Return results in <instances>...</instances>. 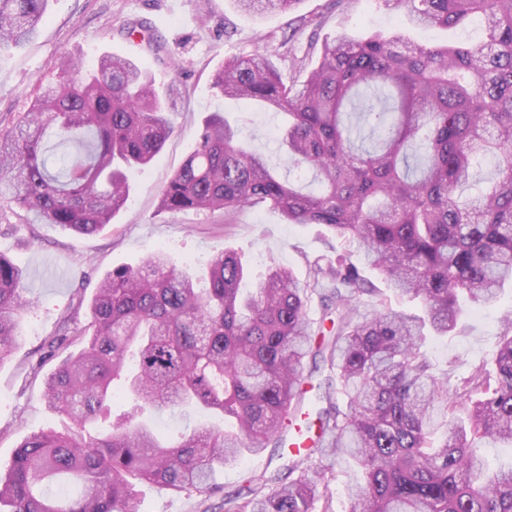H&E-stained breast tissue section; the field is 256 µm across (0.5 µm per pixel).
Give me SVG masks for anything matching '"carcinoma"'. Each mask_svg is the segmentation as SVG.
Instances as JSON below:
<instances>
[{
	"label": "carcinoma",
	"mask_w": 512,
	"mask_h": 512,
	"mask_svg": "<svg viewBox=\"0 0 512 512\" xmlns=\"http://www.w3.org/2000/svg\"><path fill=\"white\" fill-rule=\"evenodd\" d=\"M245 11L291 12L303 0H235ZM411 25L480 26L476 45L403 46L396 34H340L291 57L288 80L271 51L224 62L217 96L283 114L279 151L306 191L281 178L272 158L239 140L220 110L198 147L159 194L161 211L224 213L265 206L288 224H322L355 243L394 291L424 316L392 309L345 256L309 263L306 280L273 265L245 294L232 250L200 280L158 249L112 270L83 322L73 311L60 342L76 343L48 377L43 399L64 430L27 437L0 475L6 512H137L134 484L204 492L219 468L281 448L302 429L314 446L262 479L224 494V512H330L306 474L313 455L342 453L360 469L349 512H512V462L488 467V444L512 447V318L504 320L492 368L434 374L420 352L424 328L454 331L463 313L497 301L512 283V0H385ZM48 0H0V47L33 39ZM171 82L158 95L146 68L103 54L91 68L70 58L55 84L0 131V197L39 224L92 235L127 203L126 170L151 162L178 111ZM76 146L59 159L47 143ZM494 163L482 182L479 167ZM26 270L0 253V362L22 340L31 308ZM318 295L314 330L308 301ZM374 298L368 314L354 301ZM318 383L327 407L304 406ZM346 404L332 401L333 385ZM133 402L112 417L117 399ZM199 409L223 427L195 425L174 442L138 420L145 405Z\"/></svg>",
	"instance_id": "carcinoma-1"
}]
</instances>
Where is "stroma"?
I'll return each instance as SVG.
<instances>
[{
  "instance_id": "35a3bbf8",
  "label": "stroma",
  "mask_w": 512,
  "mask_h": 512,
  "mask_svg": "<svg viewBox=\"0 0 512 512\" xmlns=\"http://www.w3.org/2000/svg\"><path fill=\"white\" fill-rule=\"evenodd\" d=\"M320 17L321 26L305 27L302 17ZM160 37L152 44L128 35L136 23ZM376 30L402 33L411 43L475 44V25L458 30H412L401 12L383 0H303L291 13L260 16L240 11L234 0H50L35 40L21 48L0 49V129L12 126L40 85L55 78L62 57L85 64L111 53L147 66L157 92L170 83L183 90L178 111L170 113L173 132L161 152L129 174L128 201L111 224L93 235H79L55 224L32 223L26 212L0 202V252L27 269V295L33 307L23 325L20 347L0 363V471H7L18 446L31 434L63 429L62 418L42 398L44 382L70 348L52 350L64 316L77 300H91L98 282L113 269L140 264L164 249L180 267H201L224 249L238 252L250 267L252 280L268 266L289 267L298 278L308 275L309 260L338 251L360 273L377 281L356 245L336 242L318 224H289L265 207L238 212L233 224L220 213L184 210L163 212L158 195L196 149L204 122L216 107L241 120L263 151L276 147V117L241 102L219 101L212 87L215 71L225 61L255 54L280 40L302 51L308 42L340 34L360 38ZM512 312V287L490 307H465L457 329L445 336L428 335L423 352L435 373L454 370L466 376L471 365L492 362L504 317ZM281 461L273 450L250 455L218 475L209 492L174 491L157 484L137 486L138 512H204L221 503L225 492L273 471ZM313 471L329 476L332 512H349L346 487L359 474L347 458L316 459Z\"/></svg>"
}]
</instances>
